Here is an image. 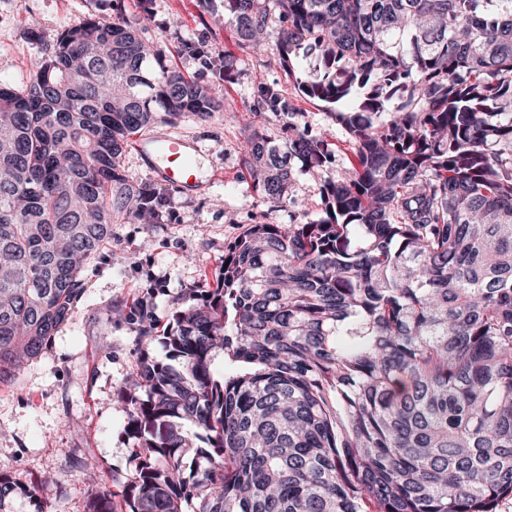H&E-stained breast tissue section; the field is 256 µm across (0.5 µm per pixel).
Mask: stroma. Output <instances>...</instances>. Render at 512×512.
<instances>
[{
  "mask_svg": "<svg viewBox=\"0 0 512 512\" xmlns=\"http://www.w3.org/2000/svg\"><path fill=\"white\" fill-rule=\"evenodd\" d=\"M118 11L148 15L141 36L162 63L185 77L221 83L224 109L205 120L188 113L144 130L147 138L169 135L197 145L203 188L168 189L163 223L113 225L111 243L83 267L85 291L72 317L39 358L0 385V472L25 485H38L51 471L61 476L60 488L41 489L39 508L23 512H85L94 494L87 468L121 491L133 468L132 441L113 398L129 385L137 353L134 336L112 309L142 303L166 327L177 299L214 277L225 250L263 221L268 206L253 193L243 165L244 110L259 88L278 90L314 130H328L340 165L353 153L349 134L325 103L297 88L315 60L297 58L287 68L276 49L242 51L224 24V0L205 7L199 0H0V82L22 85L59 33Z\"/></svg>",
  "mask_w": 512,
  "mask_h": 512,
  "instance_id": "1",
  "label": "stroma"
}]
</instances>
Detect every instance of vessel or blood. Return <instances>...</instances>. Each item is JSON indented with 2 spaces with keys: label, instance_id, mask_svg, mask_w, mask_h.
<instances>
[{
  "label": "vessel or blood",
  "instance_id": "vessel-or-blood-1",
  "mask_svg": "<svg viewBox=\"0 0 512 512\" xmlns=\"http://www.w3.org/2000/svg\"><path fill=\"white\" fill-rule=\"evenodd\" d=\"M138 150L145 158L153 161L154 172L168 186L180 191L190 190L198 185L199 179L193 165L188 164L187 158L195 146L181 138H164L162 146L151 142H138Z\"/></svg>",
  "mask_w": 512,
  "mask_h": 512
}]
</instances>
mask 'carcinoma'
<instances>
[{
	"label": "carcinoma",
	"instance_id": "1",
	"mask_svg": "<svg viewBox=\"0 0 512 512\" xmlns=\"http://www.w3.org/2000/svg\"><path fill=\"white\" fill-rule=\"evenodd\" d=\"M280 25H275L273 17ZM117 13L62 31L25 85L0 82V384L40 356L112 225L165 198L120 166L129 139L224 111L217 84L159 62ZM240 49L317 57L307 98L354 160L300 208L293 169L337 162L278 93L276 143L248 124L244 166L274 212L157 335L129 309L136 386L126 512H496L512 497V0H224ZM165 358L151 354L153 344ZM224 354V376L212 362ZM31 490L0 476V512ZM106 481L86 512H115Z\"/></svg>",
	"mask_w": 512,
	"mask_h": 512
}]
</instances>
